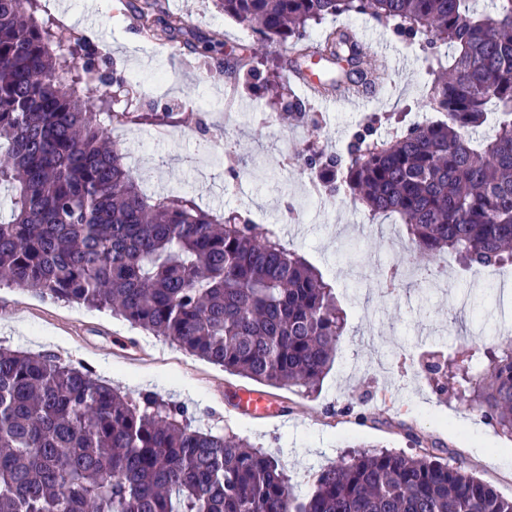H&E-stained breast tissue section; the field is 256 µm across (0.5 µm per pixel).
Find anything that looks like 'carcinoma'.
<instances>
[{"mask_svg": "<svg viewBox=\"0 0 512 512\" xmlns=\"http://www.w3.org/2000/svg\"><path fill=\"white\" fill-rule=\"evenodd\" d=\"M256 43L312 52L336 65L323 81L366 91L382 65L356 34L327 19L368 15L431 51L426 106L437 122L386 138L354 134L346 154L309 144L333 196L370 220L395 216L430 265L449 253L467 267L512 265V0H214ZM37 0H0V283L43 298L108 309L187 353L258 384L318 392L345 321L331 284L301 255L233 210L216 216L186 194L147 195L110 140L112 125L169 116L80 94L97 54L82 36L65 48L36 18ZM140 30L173 40L182 17L163 0L131 5ZM448 47V58L438 54ZM240 69L276 100L288 76ZM397 264L377 273L394 293ZM457 365L456 392L486 424L512 437V340L488 367ZM452 358L425 371L435 389ZM363 450L321 468L295 494L277 457L230 433L192 425L156 392L133 398L88 367L0 347V512H512L475 473L440 461Z\"/></svg>", "mask_w": 512, "mask_h": 512, "instance_id": "carcinoma-1", "label": "carcinoma"}]
</instances>
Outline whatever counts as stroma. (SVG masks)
Here are the masks:
<instances>
[{
    "label": "stroma",
    "instance_id": "1",
    "mask_svg": "<svg viewBox=\"0 0 512 512\" xmlns=\"http://www.w3.org/2000/svg\"><path fill=\"white\" fill-rule=\"evenodd\" d=\"M51 3V11H37L38 19L55 17L108 46L113 70L139 74L144 108L169 106L176 112L178 122L164 138L151 125L111 130L149 191L186 192L206 211L238 210L248 213L259 231L273 230L333 286L346 325L317 395L267 388V395L290 408L276 419L225 411V390H252L255 382L111 312L6 284L0 286V345L82 364L121 391H154L183 405L196 426L237 434L277 454L299 495L312 490L322 466L345 459L359 445L416 454L406 435L412 429L438 443L443 460L473 469L500 495L512 497V438L495 432L468 403L438 395L413 362L419 354L459 355L497 346L512 328V289L474 278L458 259L445 255L437 260L440 284L425 282L411 263L413 248L396 218H378L376 230H365L361 207L311 194L310 171L297 158L309 139L325 151L342 152L375 113L403 112L411 122L429 116L428 52L370 16L338 17L337 26L354 30L366 48L381 45L389 78L369 90L359 107L336 95L313 103L307 125L285 126L262 93L243 85L237 93L244 109L225 112L224 77L202 79L203 67L184 39L160 42L140 31L129 0H110L103 10L89 9V0ZM165 6L196 38L217 36L230 46L249 41L213 0H165ZM232 163L240 170L233 192L227 189ZM390 263L406 270V284L395 296L374 284L378 268ZM349 404L364 409L367 421L343 414Z\"/></svg>",
    "mask_w": 512,
    "mask_h": 512
}]
</instances>
